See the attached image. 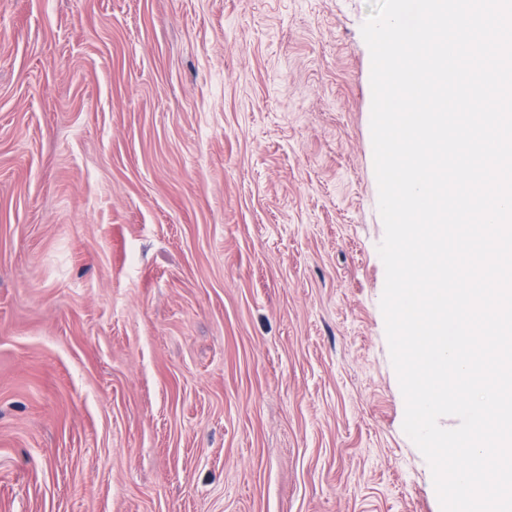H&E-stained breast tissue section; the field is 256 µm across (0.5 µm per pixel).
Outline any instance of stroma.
Listing matches in <instances>:
<instances>
[{
	"instance_id": "1",
	"label": "stroma",
	"mask_w": 512,
	"mask_h": 512,
	"mask_svg": "<svg viewBox=\"0 0 512 512\" xmlns=\"http://www.w3.org/2000/svg\"><path fill=\"white\" fill-rule=\"evenodd\" d=\"M369 0H0V512H441L380 301Z\"/></svg>"
}]
</instances>
